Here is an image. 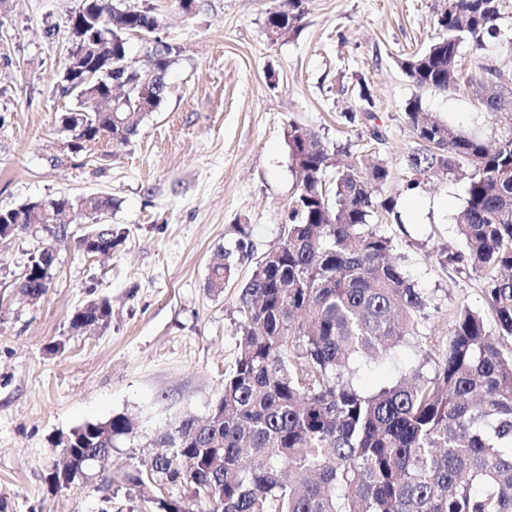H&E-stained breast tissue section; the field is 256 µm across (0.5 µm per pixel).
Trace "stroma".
I'll list each match as a JSON object with an SVG mask.
<instances>
[{
  "mask_svg": "<svg viewBox=\"0 0 512 512\" xmlns=\"http://www.w3.org/2000/svg\"><path fill=\"white\" fill-rule=\"evenodd\" d=\"M125 2L160 17V35L180 57L160 108L131 141L88 156L72 153L58 130L74 105L58 84L80 0H0V209L102 192L118 203L110 222L120 236L106 261L81 255L80 224L55 243L38 226L0 240V512H99L97 470L65 490L48 481L61 453L56 439L83 423L135 419L136 430L112 450L119 467L153 455L158 430L175 418L209 414L240 341L236 291H209V266L217 249L232 251L233 277L242 280L278 243L298 193L290 125L392 171L382 194L401 221H371L392 238L394 257L425 300L426 345L398 347L360 372V389L418 367L433 375L456 311L485 307L480 279L438 256L464 248L453 221L464 204L458 173L404 190L417 146L404 107L420 98L455 131L494 140V119L466 81L486 65L511 74L512 42L465 44L464 86L421 91L397 60L430 44L438 0H308L297 35L274 44L264 23L280 0H194L187 11L178 0ZM364 87L375 118L347 121ZM375 128L383 142L372 139ZM241 241L251 257L237 251ZM49 244L56 262L48 292L23 297L15 283ZM92 294L110 299L112 324L73 335L70 315ZM59 343L64 352L50 353Z\"/></svg>",
  "mask_w": 512,
  "mask_h": 512,
  "instance_id": "stroma-1",
  "label": "stroma"
}]
</instances>
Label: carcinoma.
I'll return each instance as SVG.
<instances>
[{
	"instance_id": "obj_1",
	"label": "carcinoma",
	"mask_w": 512,
	"mask_h": 512,
	"mask_svg": "<svg viewBox=\"0 0 512 512\" xmlns=\"http://www.w3.org/2000/svg\"><path fill=\"white\" fill-rule=\"evenodd\" d=\"M305 0H280L265 20L267 39L294 36L305 14ZM503 0H445L438 14L439 36L421 53L397 61L419 88L448 90L460 83V47L503 40ZM112 4V60L118 79L143 80L150 67L163 84L180 51L151 41L158 18L124 0H81L76 15L95 26L107 22ZM144 39L146 52L133 60L128 37ZM494 93L485 83L474 91L495 118L499 136L489 147L478 136L454 132L423 112L421 99L409 100L405 119L418 147L408 156L412 191L434 172L463 171L465 205L455 220L465 251L440 254L441 263H464L483 281L487 307L498 337L484 316L469 307L456 313L438 369L428 378L416 368L404 378L366 393L352 375L402 345L420 346L421 293L397 260L393 240L368 222L374 213L393 212L380 190L390 179L379 161L343 164L346 148L331 146L297 124L288 129L289 156L299 192L282 225L279 242L255 262L239 286L236 302L240 350L216 399L220 413L200 422L180 419L157 432L168 452L112 470V448L129 435L133 421L114 415L87 422L58 439L63 465L98 467L105 481L129 486L155 504L158 512H512V355L500 339L512 337V74L487 68ZM166 92L151 102L126 93L121 109L147 115ZM75 108L61 116L60 131L85 126L87 137L125 144L137 125H109L106 114L72 92ZM334 171L326 180L327 171ZM116 206L98 194L83 208L106 216ZM77 201L60 196L0 209V224L43 219L48 236H65L58 223ZM99 241L98 254L112 256L114 240L96 222L80 236ZM234 267L232 252L216 250L208 288L221 292ZM52 265L35 253L20 290L43 296ZM112 308L94 298L74 310L75 333L105 328ZM164 486L184 497L157 496Z\"/></svg>"
}]
</instances>
